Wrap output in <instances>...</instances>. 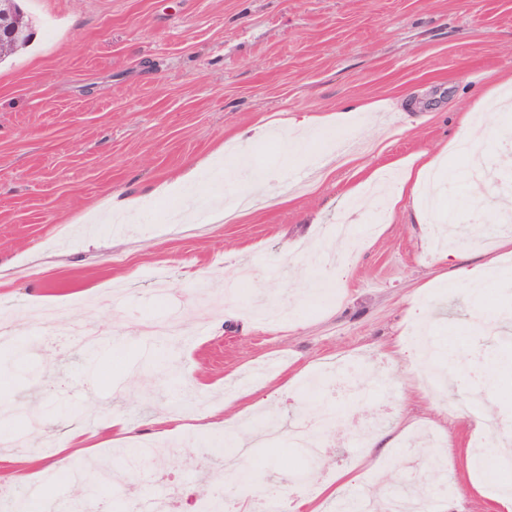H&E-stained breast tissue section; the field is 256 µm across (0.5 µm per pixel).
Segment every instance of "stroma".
Masks as SVG:
<instances>
[{"label":"stroma","mask_w":512,"mask_h":512,"mask_svg":"<svg viewBox=\"0 0 512 512\" xmlns=\"http://www.w3.org/2000/svg\"><path fill=\"white\" fill-rule=\"evenodd\" d=\"M33 21L29 46L0 62V310L26 315L34 294L64 296L65 323L92 327L87 354L74 336L42 333L36 344L0 349V398L16 417L0 426V453L35 461L32 485L58 512H77L69 474L89 459L120 468V448L137 441L167 449L148 472L100 485L98 512L114 499L143 501L170 486L178 508L196 497L236 493L217 471L201 430L212 416L239 424L271 417L282 431L247 463L269 486L317 497L339 473L345 494L388 495L413 479L438 512H497L479 495L467 458L476 436L467 413L512 409V378L480 387L484 360L512 351V261L476 293L441 278L414 219L427 199L398 194L403 166L442 154L453 176L440 203L475 238L457 262L498 255L512 189L460 185L470 166L454 146L462 126L496 169L512 171V0H22ZM375 104L372 112L361 111ZM350 110L347 123L320 129L289 165L264 206L217 219L199 207L188 224L170 216L183 195L156 190L187 169L194 188L226 200L243 179L238 137L264 122L284 130L305 113ZM486 113L485 123L473 115ZM283 143L258 139L245 157L254 173L276 168ZM140 205L127 230L90 228L89 212L127 195ZM438 337L453 336L476 359L455 388L433 389L430 369L451 374L445 349L417 357L419 307ZM178 313L181 335L158 344L141 330L150 315ZM487 324L475 328L476 313ZM331 407L336 426L314 413ZM182 419L158 434L157 418ZM130 433L114 441L113 417ZM312 429L324 449L315 477L289 438ZM77 428L97 433L91 452L60 444ZM361 441H354V434ZM390 440L387 448L374 437Z\"/></svg>","instance_id":"obj_1"}]
</instances>
